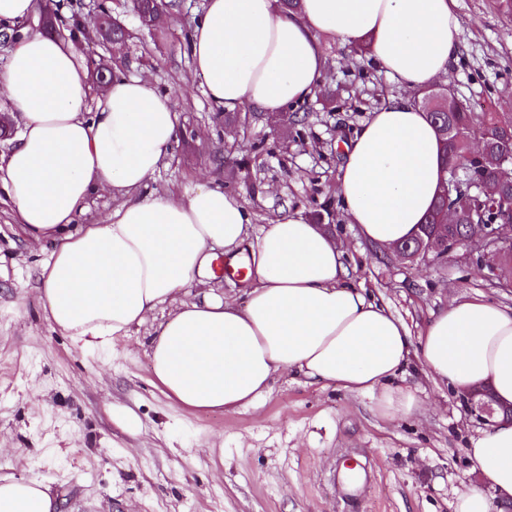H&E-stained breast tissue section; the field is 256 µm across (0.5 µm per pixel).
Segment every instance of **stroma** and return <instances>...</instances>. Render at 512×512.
Returning <instances> with one entry per match:
<instances>
[{"mask_svg": "<svg viewBox=\"0 0 512 512\" xmlns=\"http://www.w3.org/2000/svg\"><path fill=\"white\" fill-rule=\"evenodd\" d=\"M86 27L80 63L119 64L175 102L177 137L149 187L181 194L218 184L241 195L262 227L279 211L330 216L351 282L386 304L419 336L450 299L483 296L512 306L488 269L456 254L409 263L363 239L336 195L345 146L388 96L416 93L370 58L326 46L317 93L289 107L275 138L257 111L215 106L191 81L181 36L205 0H184L181 16L143 25L130 0H109L129 31L106 49L98 17L80 0ZM462 21L447 82L477 111L512 112V12L504 0H457ZM266 140L272 152L254 151ZM51 243H30L0 205V476L51 484L60 512H454L480 486L467 450L485 429L459 393L410 359L403 384L417 405L386 421L371 396L321 387L284 373L255 406L234 413L174 404L155 383L146 328L107 348L85 347L55 329L37 289ZM136 427L120 422L124 411Z\"/></svg>", "mask_w": 512, "mask_h": 512, "instance_id": "35a3bbf8", "label": "stroma"}]
</instances>
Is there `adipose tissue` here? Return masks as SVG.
I'll use <instances>...</instances> for the list:
<instances>
[{
	"label": "adipose tissue",
	"mask_w": 512,
	"mask_h": 512,
	"mask_svg": "<svg viewBox=\"0 0 512 512\" xmlns=\"http://www.w3.org/2000/svg\"><path fill=\"white\" fill-rule=\"evenodd\" d=\"M454 4L302 0L294 15L278 0H206L192 34L191 77L216 105L268 118L316 93L323 44L338 41L366 47L386 74L424 89L450 70L461 27ZM0 90L23 117L8 143L0 198L28 237L56 244L40 274L49 320L87 346L147 327L152 375L175 403L233 413L292 371L369 394L375 414L392 421L416 403L396 383L414 353L434 378L458 390L489 386L512 406V308L455 298L412 338L401 319L347 281L340 241L301 214H279L255 239L244 301L208 289L216 248L228 253V266L241 265L251 212L218 185L179 197L142 194L176 135L174 101L150 80L114 77L91 103L74 45L27 30L0 70ZM445 165L424 108L392 98L347 144L336 193L359 234L391 249L425 222ZM105 189L123 202L98 223H77ZM192 286L191 299H178ZM467 455L483 484L460 496L456 512L512 502V422L495 421ZM57 508L45 481L0 477V512Z\"/></svg>",
	"instance_id": "ef3b65f1"
}]
</instances>
